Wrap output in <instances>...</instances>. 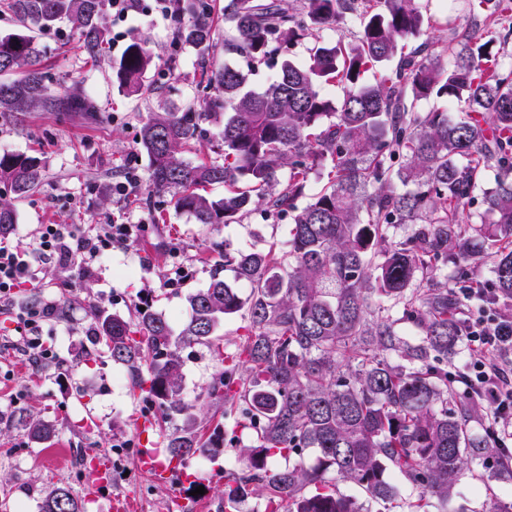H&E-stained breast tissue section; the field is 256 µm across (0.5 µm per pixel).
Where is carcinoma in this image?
<instances>
[{
	"label": "carcinoma",
	"instance_id": "1",
	"mask_svg": "<svg viewBox=\"0 0 512 512\" xmlns=\"http://www.w3.org/2000/svg\"><path fill=\"white\" fill-rule=\"evenodd\" d=\"M0 8L17 21L0 32V76L16 75L0 81V125L37 110L99 118L90 95L53 93L57 78L35 32L69 26L84 62H94L109 44L112 0H0ZM422 9L418 0H302L298 8L289 0H170L177 42L199 52L203 98L142 123L144 203L166 197L197 224H233L257 209L273 220L290 213L288 248L224 243V267L191 296L177 335L147 299L129 319L93 311L88 332L129 370L154 417L186 421L167 443L184 464L221 455L224 437L218 425L206 438L194 429L180 350L212 343L222 319L242 314L240 343L204 391L207 400L243 406V427L257 433L240 450L241 473L224 487V512H238L253 496L264 512H369L337 483L357 484L385 508L397 496L393 470L422 489L410 512L432 499L445 512L465 467L508 466L493 413L457 386L462 374L448 376V353L462 340L460 315L486 305L454 281L488 265V287L499 302H512V64L502 62L504 45L473 30L445 43L446 68L419 50L388 68L399 43L421 34ZM355 18V42L320 40L321 31ZM222 20L233 31L224 51L244 68L210 63ZM305 38L312 39L305 61L284 58ZM279 57L276 77L250 88V76ZM152 62L147 40H132L113 66L118 89L140 94ZM330 83L342 90L337 100L323 93ZM422 99L455 104L465 117L443 105L414 111ZM211 124L220 126L215 142ZM204 148L216 157L184 158ZM44 169L40 153L0 155V235L13 229L14 202L40 188ZM322 170L327 182L307 197L309 174ZM489 171L493 182L484 189ZM399 183L415 189L402 192ZM215 185L224 186L223 197L207 194ZM479 190L480 222L464 228ZM405 224L414 225L411 233L397 236ZM404 320L418 329V342L399 336ZM12 417L35 440L50 436L28 408ZM308 449L317 453L312 467L303 462ZM278 457L291 464L275 467ZM40 512L84 507L62 486L42 499Z\"/></svg>",
	"mask_w": 512,
	"mask_h": 512
}]
</instances>
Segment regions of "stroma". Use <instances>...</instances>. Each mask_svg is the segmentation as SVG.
Wrapping results in <instances>:
<instances>
[{"instance_id": "obj_1", "label": "stroma", "mask_w": 512, "mask_h": 512, "mask_svg": "<svg viewBox=\"0 0 512 512\" xmlns=\"http://www.w3.org/2000/svg\"><path fill=\"white\" fill-rule=\"evenodd\" d=\"M152 5V0H142L140 11L127 21L109 22L111 42L94 64L82 62L73 33L45 38L50 46L46 64L58 79L56 91L77 87L91 94L107 112L104 121L81 116L62 120L52 112H32L20 126L0 129V153L38 151L46 160L40 190L16 204L12 245L31 248L43 224H73L90 232L112 222L146 227L128 250L105 254L89 272L77 263H36L37 287L0 303V512H39L44 496L63 485L83 497L85 512H112L113 497L128 493L134 496L137 512H170L177 495L193 498L199 512H224V485L239 472V449L251 438L240 425L239 408L227 410L202 400L205 387L221 368L217 352L230 353L237 347L239 318L225 319L216 333V348L194 344L181 352L182 396L197 406L198 420L221 417L224 452L206 460L203 468L182 469L175 485L154 481L139 471L136 457L114 455L113 447L124 441L139 449L163 447L167 435L183 429V421L162 428L148 424L142 402L130 391L126 367L112 363L103 344L87 340L91 307L126 318L144 297L173 330H181L190 314V296L208 286L221 261L218 242L252 249L288 239L285 217L271 221L254 212L238 223L209 228L168 203L145 205L147 182H140L131 195L115 191L125 171L148 170L137 135L149 114L165 104L183 107L200 100L197 51L173 49V23L152 13ZM511 25L512 11L493 15L478 0H429L422 33L406 47L421 44L436 55L454 33L475 30L484 39L497 41ZM134 38L148 39L155 58L145 92L127 96L117 89L112 65ZM46 296L60 309L43 327L45 339L62 359L58 365L34 364L17 339L19 309ZM90 346L96 358L83 360V351ZM20 405L50 426L48 439H31L22 427L10 423L12 409ZM91 451L110 456V488L95 490L96 474L83 463ZM490 490L512 500V475L473 464L456 482L448 512H484Z\"/></svg>"}]
</instances>
